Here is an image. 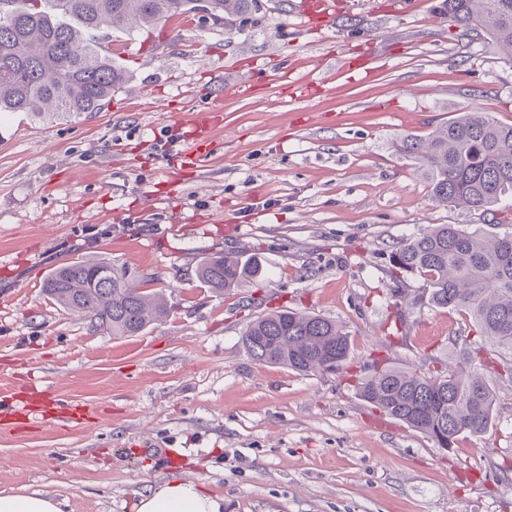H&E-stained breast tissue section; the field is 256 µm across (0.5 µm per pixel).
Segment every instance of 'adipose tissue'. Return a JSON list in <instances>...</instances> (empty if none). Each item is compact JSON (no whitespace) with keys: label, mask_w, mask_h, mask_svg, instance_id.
Masks as SVG:
<instances>
[{"label":"adipose tissue","mask_w":512,"mask_h":512,"mask_svg":"<svg viewBox=\"0 0 512 512\" xmlns=\"http://www.w3.org/2000/svg\"><path fill=\"white\" fill-rule=\"evenodd\" d=\"M138 512H224V499L196 485L169 480L141 497Z\"/></svg>","instance_id":"obj_1"}]
</instances>
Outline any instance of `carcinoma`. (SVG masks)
<instances>
[{"label":"carcinoma","instance_id":"obj_1","mask_svg":"<svg viewBox=\"0 0 512 512\" xmlns=\"http://www.w3.org/2000/svg\"><path fill=\"white\" fill-rule=\"evenodd\" d=\"M197 2L0 0V116L71 118L100 109L126 72L100 49L95 33H139L197 10ZM256 7L257 0H206L204 11L230 26ZM444 10L462 31L484 32L512 63V0H444ZM397 151L420 164L441 205L487 211L512 196V125L487 112L466 108L427 136H405ZM417 274L436 307L468 316L476 339L452 365L438 362L426 373L384 366L362 378L358 391L438 447L453 448L460 436L481 437L493 425L496 396L487 372L499 366L512 378V234L487 239L455 224L431 226L391 256L394 281ZM194 275L202 287L226 294L263 277V270L255 257L215 253ZM42 292L115 337L137 336L169 315L162 296L141 291L123 267L107 261L62 265ZM241 340L253 360L302 374L334 370L350 353L336 321L295 310L258 317Z\"/></svg>","mask_w":512,"mask_h":512}]
</instances>
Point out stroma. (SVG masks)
I'll use <instances>...</instances> for the list:
<instances>
[{"mask_svg": "<svg viewBox=\"0 0 512 512\" xmlns=\"http://www.w3.org/2000/svg\"><path fill=\"white\" fill-rule=\"evenodd\" d=\"M303 25L287 0L249 21L199 13L130 37L101 34L127 72L100 111L43 121L0 117V407L32 389L85 414L73 427L0 422V493L39 490L64 512H137L182 480L224 512H512V383L489 382L486 435L438 448L361 399L375 365L447 362L467 323L398 302L390 257L430 224L512 232L499 214L433 201L395 150L466 106L512 125V64L444 19L443 0H343ZM247 77L250 93L227 95ZM197 119L216 151L171 178ZM216 252L266 274L227 294L200 287ZM85 257L125 265L171 307L115 337L42 292ZM288 306L341 323L350 357L301 375L253 361L241 334Z\"/></svg>", "mask_w": 512, "mask_h": 512, "instance_id": "obj_1", "label": "stroma"}]
</instances>
